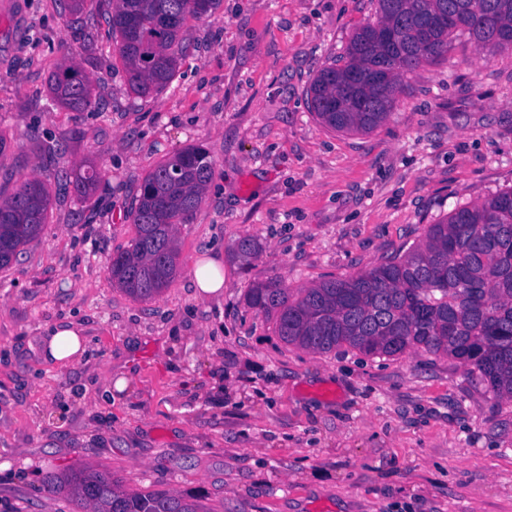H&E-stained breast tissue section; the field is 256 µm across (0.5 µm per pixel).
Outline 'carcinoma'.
<instances>
[{
	"mask_svg": "<svg viewBox=\"0 0 512 512\" xmlns=\"http://www.w3.org/2000/svg\"><path fill=\"white\" fill-rule=\"evenodd\" d=\"M84 2L67 0L70 27L88 22ZM219 3L96 0L136 95L147 98L172 82L187 19L206 17ZM432 16L441 22L421 35ZM378 25L395 29L391 44L376 39ZM458 33L481 48L512 49V0H377V20L353 32L345 63L317 72L308 90L312 111L337 131L375 129L390 114L399 76L447 54ZM51 89L72 112L95 105L92 82L75 64L56 72ZM213 170L211 153L191 145L145 176L129 212L136 235L109 264L112 280L133 299L152 300L175 279L176 226L192 220ZM101 180L88 166L64 186L82 195ZM50 206V192L36 178L0 198V269L41 234ZM258 251L244 237L233 257L246 262ZM246 303L274 320L287 345L321 354L346 348L375 357L410 350L446 355L469 362L495 398L512 401V189L454 209L429 225L420 244L354 277L297 291L271 277L249 288ZM43 487L68 492L89 512H203L197 500L168 490L129 492L105 469L48 475Z\"/></svg>",
	"mask_w": 512,
	"mask_h": 512,
	"instance_id": "1",
	"label": "carcinoma"
}]
</instances>
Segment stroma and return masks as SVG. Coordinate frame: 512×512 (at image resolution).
Listing matches in <instances>:
<instances>
[{
  "mask_svg": "<svg viewBox=\"0 0 512 512\" xmlns=\"http://www.w3.org/2000/svg\"><path fill=\"white\" fill-rule=\"evenodd\" d=\"M64 4L0 0V196L28 178L52 195L40 237L0 270V512H82L42 479L84 466L207 512H512V402L470 364L302 350L245 301L275 276H354L512 188V50L457 36L401 75L380 126L338 132L306 91L376 0H221L189 21L171 85L150 98L130 91L107 24L79 35ZM72 62L93 82L85 112L50 93ZM190 145L215 165L177 229L179 272L134 300L109 258L135 236L126 214L146 174ZM83 165L104 181L64 189L62 171ZM246 236L260 252L243 264L231 253ZM210 257L224 288L201 297L193 269ZM70 324L83 356L45 362L50 329Z\"/></svg>",
  "mask_w": 512,
  "mask_h": 512,
  "instance_id": "obj_1",
  "label": "stroma"
}]
</instances>
